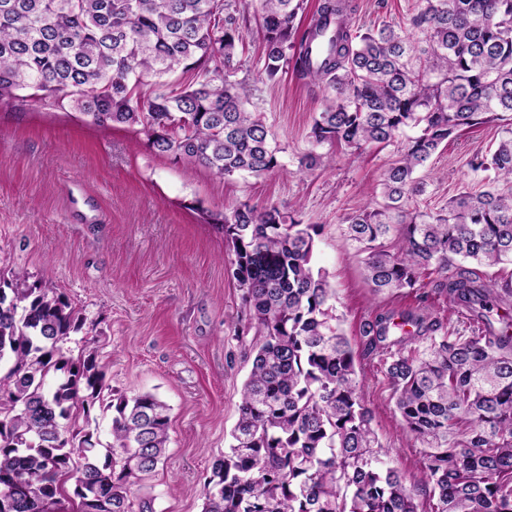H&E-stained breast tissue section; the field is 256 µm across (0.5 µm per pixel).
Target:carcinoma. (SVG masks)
<instances>
[{
	"label": "carcinoma",
	"mask_w": 512,
	"mask_h": 512,
	"mask_svg": "<svg viewBox=\"0 0 512 512\" xmlns=\"http://www.w3.org/2000/svg\"><path fill=\"white\" fill-rule=\"evenodd\" d=\"M258 0L263 71L284 68L329 90L315 146L356 154L397 143L381 200L346 218L377 294L432 277L471 323L446 334L427 313L364 323L386 350L384 374L407 435L422 448L424 489L385 464L353 350L315 265L318 226L248 205L219 223L234 254L252 367L202 512H512V122L469 161L488 188L438 211L410 208L418 172L463 127L512 114V0H419L409 26L362 32L351 0ZM244 35L232 0H0V103L28 98L92 122L141 125L151 149L220 178L279 165L271 131L248 111L233 59ZM150 89L142 95V87ZM0 272V512H153L134 497L167 460L168 405L149 392L109 394L96 351H64L83 320L66 295ZM60 373L56 382L47 377ZM110 440L76 424L96 402ZM72 482V493L65 485Z\"/></svg>",
	"instance_id": "obj_1"
}]
</instances>
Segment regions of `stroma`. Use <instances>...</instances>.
<instances>
[{"label": "stroma", "mask_w": 512, "mask_h": 512, "mask_svg": "<svg viewBox=\"0 0 512 512\" xmlns=\"http://www.w3.org/2000/svg\"><path fill=\"white\" fill-rule=\"evenodd\" d=\"M353 27L407 24L418 0H352ZM249 21L236 57V80L250 90L248 108L271 129L279 165L261 176L229 179L149 148L140 126L93 124L71 109L40 102L0 105V270L22 269L30 282L63 292L79 311L71 353L93 349L109 364L108 382L129 395L156 394L170 408L168 459L133 486L155 512H201L213 460L229 446L239 393L251 369L236 336L241 293L233 253L216 217L242 204L270 205L316 224L314 261L330 275L336 310L354 352L362 394L390 466L423 485L419 447L405 433L378 353L362 327L385 310L422 309L444 329L469 326L427 280L400 294H374L361 255L344 237L348 215L374 207L380 178L396 146L352 156L323 146V163L304 172L310 129L324 96L293 74L263 75L262 36L254 0H236ZM499 128H466L422 172L427 184L412 205L436 211L484 183L469 160Z\"/></svg>", "instance_id": "obj_1"}]
</instances>
